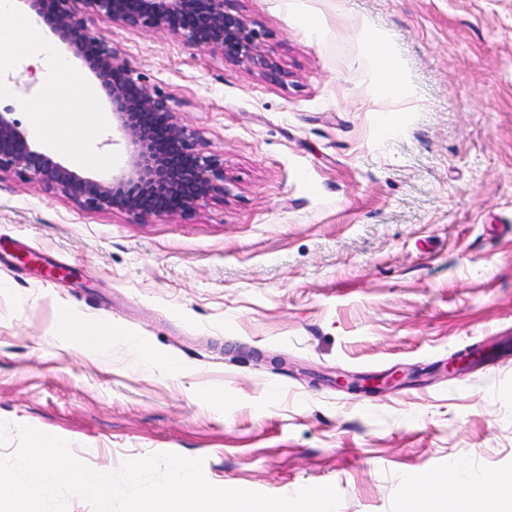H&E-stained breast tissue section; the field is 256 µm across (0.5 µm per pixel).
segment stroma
<instances>
[{"label":"stroma","mask_w":512,"mask_h":512,"mask_svg":"<svg viewBox=\"0 0 512 512\" xmlns=\"http://www.w3.org/2000/svg\"><path fill=\"white\" fill-rule=\"evenodd\" d=\"M239 6L272 72L93 26L223 156V199L144 222L0 178V457L29 426L93 468L176 453L226 488L331 484L337 512H400L452 465L472 487L512 481V0ZM373 40L399 84L379 81ZM32 65L0 50V109L29 132L82 111L69 141H38L74 163L103 93L81 63L57 87ZM65 312L129 341L94 354ZM480 345L488 362L446 376ZM340 372L399 382L354 394Z\"/></svg>","instance_id":"35a3bbf8"}]
</instances>
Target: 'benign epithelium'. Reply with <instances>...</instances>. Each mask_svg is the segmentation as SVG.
I'll use <instances>...</instances> for the list:
<instances>
[{"mask_svg": "<svg viewBox=\"0 0 512 512\" xmlns=\"http://www.w3.org/2000/svg\"><path fill=\"white\" fill-rule=\"evenodd\" d=\"M40 27L92 73L112 111V126L125 143V168L110 178L82 175L41 151L13 109L0 110V175L35 179L88 212L120 210L149 219L169 209L191 208L224 196V159L206 153L182 125L173 99L150 88L112 40L96 36L94 19L146 31H164L224 58L266 71L265 32L228 0H18ZM392 381L336 377V386L364 393Z\"/></svg>", "mask_w": 512, "mask_h": 512, "instance_id": "1", "label": "benign epithelium"}]
</instances>
